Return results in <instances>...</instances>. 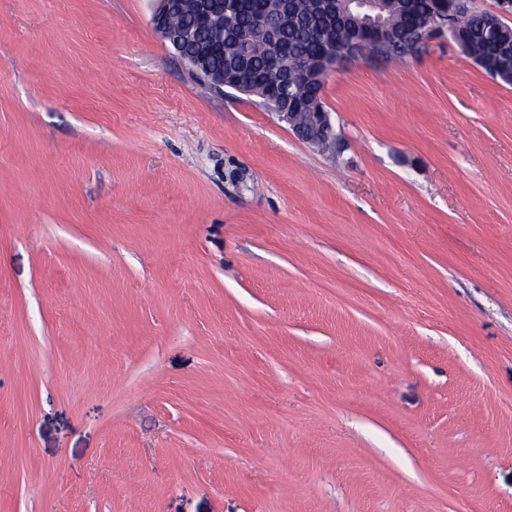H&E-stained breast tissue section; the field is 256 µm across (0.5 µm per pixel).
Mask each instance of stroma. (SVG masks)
<instances>
[{
    "instance_id": "stroma-1",
    "label": "stroma",
    "mask_w": 512,
    "mask_h": 512,
    "mask_svg": "<svg viewBox=\"0 0 512 512\" xmlns=\"http://www.w3.org/2000/svg\"><path fill=\"white\" fill-rule=\"evenodd\" d=\"M155 7L0 0V512H512V85L361 55L331 155Z\"/></svg>"
}]
</instances>
